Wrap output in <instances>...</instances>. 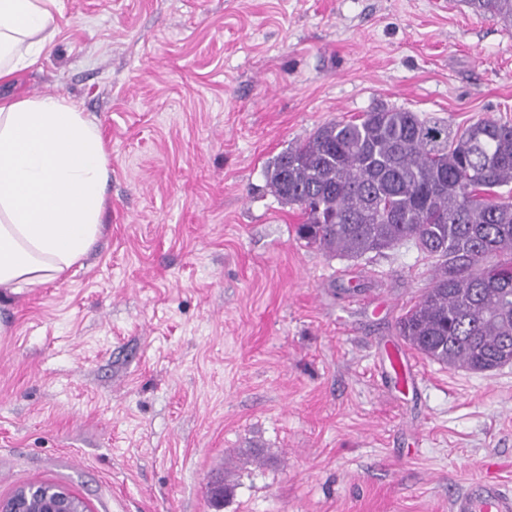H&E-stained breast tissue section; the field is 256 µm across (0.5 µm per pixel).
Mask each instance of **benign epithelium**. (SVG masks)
I'll return each mask as SVG.
<instances>
[{
  "instance_id": "1",
  "label": "benign epithelium",
  "mask_w": 512,
  "mask_h": 512,
  "mask_svg": "<svg viewBox=\"0 0 512 512\" xmlns=\"http://www.w3.org/2000/svg\"><path fill=\"white\" fill-rule=\"evenodd\" d=\"M0 512H91L89 504L65 486L37 482L0 498Z\"/></svg>"
}]
</instances>
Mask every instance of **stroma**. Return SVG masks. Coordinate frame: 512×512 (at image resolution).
I'll return each instance as SVG.
<instances>
[{
  "label": "stroma",
  "instance_id": "1",
  "mask_svg": "<svg viewBox=\"0 0 512 512\" xmlns=\"http://www.w3.org/2000/svg\"><path fill=\"white\" fill-rule=\"evenodd\" d=\"M61 7L0 95L76 101L111 173L82 265L0 297V496L212 512L219 478L222 512H451L475 479L512 491V364L444 366L398 332L433 260L306 244L265 178L381 105L512 122V26L464 0Z\"/></svg>",
  "mask_w": 512,
  "mask_h": 512
}]
</instances>
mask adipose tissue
<instances>
[{
    "instance_id": "ef3b65f1",
    "label": "adipose tissue",
    "mask_w": 512,
    "mask_h": 512,
    "mask_svg": "<svg viewBox=\"0 0 512 512\" xmlns=\"http://www.w3.org/2000/svg\"><path fill=\"white\" fill-rule=\"evenodd\" d=\"M61 0H0V83L56 39ZM109 152L62 95L0 97V290L62 279L102 228Z\"/></svg>"
}]
</instances>
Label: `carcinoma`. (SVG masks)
I'll return each mask as SVG.
<instances>
[{
	"instance_id": "1",
	"label": "carcinoma",
	"mask_w": 512,
	"mask_h": 512,
	"mask_svg": "<svg viewBox=\"0 0 512 512\" xmlns=\"http://www.w3.org/2000/svg\"><path fill=\"white\" fill-rule=\"evenodd\" d=\"M512 25V0H466ZM267 185L304 216L297 234L349 259L412 245L432 286L399 320L430 360L477 372L512 363V124L465 128L375 108L279 154Z\"/></svg>"
}]
</instances>
